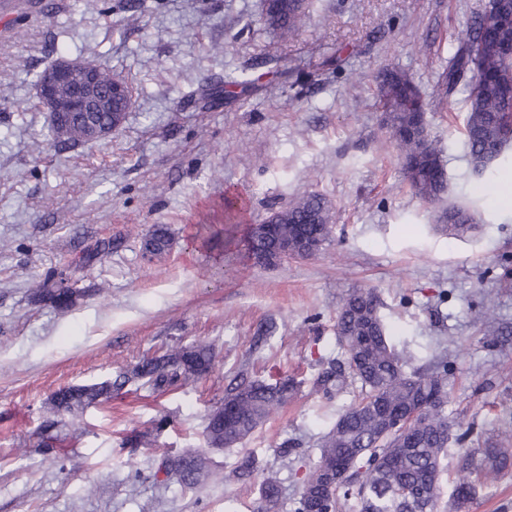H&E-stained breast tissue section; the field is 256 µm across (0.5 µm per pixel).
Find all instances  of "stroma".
<instances>
[{
    "mask_svg": "<svg viewBox=\"0 0 512 512\" xmlns=\"http://www.w3.org/2000/svg\"><path fill=\"white\" fill-rule=\"evenodd\" d=\"M488 0H310L285 42L262 21V0H49L0 34V512H253L259 487L230 480L240 451L277 472L292 507L317 448L353 392H328L338 357L336 310L355 288L375 289L393 341L448 365L447 411L472 447L512 425V209L474 172L464 143L468 88L439 89L458 38ZM94 58L125 80L132 101L107 138L65 152L49 136L37 81L52 62ZM282 77L242 98L225 80L270 68ZM407 73L430 102L427 132L441 150L446 189L415 195L385 143L378 77ZM336 216L316 255L275 269L253 265L250 225L305 195ZM240 197L234 243L203 215ZM467 204L473 230L438 217ZM167 225L171 252L146 259L143 241ZM111 253L82 267L101 241ZM66 270L76 305L60 312L36 293ZM497 299L501 335L487 343L473 314ZM272 336L253 338L265 323ZM211 344L204 379L161 393L125 385L66 428L65 457L39 451L46 402L59 387L127 371L175 346ZM298 383L243 449L209 450L207 415L238 375ZM163 429H156L158 420ZM148 445L124 446L131 432ZM293 452L281 458L277 449ZM203 452L206 481L182 491L157 482L165 452Z\"/></svg>",
    "mask_w": 512,
    "mask_h": 512,
    "instance_id": "stroma-1",
    "label": "stroma"
}]
</instances>
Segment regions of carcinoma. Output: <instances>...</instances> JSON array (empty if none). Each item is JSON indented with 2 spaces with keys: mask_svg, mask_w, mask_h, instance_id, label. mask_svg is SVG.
I'll list each match as a JSON object with an SVG mask.
<instances>
[{
  "mask_svg": "<svg viewBox=\"0 0 512 512\" xmlns=\"http://www.w3.org/2000/svg\"><path fill=\"white\" fill-rule=\"evenodd\" d=\"M305 10L306 0H264V21L282 37L292 40L304 26ZM478 19L477 27L459 39L448 58L441 83L445 94L451 96L462 74L473 72L464 138L473 169L485 171L507 147L502 126L512 120V53L491 50L473 59L470 46L476 39L509 41L512 28L499 29L493 18L484 13ZM263 77L262 73H246L228 82V86L239 90L242 96L248 95L262 84ZM379 96L387 114L384 128L399 151L405 177L416 195L431 202L438 200L445 189L443 164L433 141L423 136L420 121L429 102L406 73L396 70L380 76ZM110 122V112H92L81 120L65 115L51 130V139L55 140L57 151L69 150L93 140L90 127ZM275 218L274 235L248 232L247 252L272 255L280 242L295 241L304 233H318L320 227L332 223L327 202L317 194L279 209ZM442 218L454 230L464 232L475 215L461 205H450ZM148 237L147 245L156 256L166 254L174 244L163 224L153 225ZM63 284V274H52L39 292L52 306L67 310L76 304V298ZM496 309L494 296L489 295L476 315L485 325L486 341L490 343L498 336ZM336 339L343 350V361L325 372L318 384L325 388L331 385L338 391L357 384L359 392L355 402L336 416L317 459L309 465L307 475L315 477L330 452L353 461L348 481L327 496L325 508L337 512L340 496L346 497L354 489L360 512H442L441 474L448 444L452 439L461 444L468 437L466 432L453 433L448 417L446 365L441 361L426 369L414 365L415 355L398 347L387 335L379 315L378 296L371 288H358L345 295L336 312ZM214 360L215 351L210 345L178 347L138 362L113 380L62 387L49 397L39 447L46 453L61 454L62 439L57 429L80 410L111 400L114 392L129 383L141 381L161 392L174 390L207 376ZM296 390L297 383L288 376L272 382L243 377L229 384L224 397L208 414L204 429L207 447L230 449L241 445ZM438 392L443 400L426 412L421 423L409 426L404 435L388 431V422L398 410ZM464 462L470 470V480L456 485L451 493L458 509L468 507L478 490L497 482L512 468V448L496 444L477 448L466 453ZM167 464L180 472L182 488H198L205 469L201 455H167L155 468L154 477H159ZM230 477L259 484L260 512H281L280 481L276 473L259 465L255 455L242 454Z\"/></svg>",
  "mask_w": 512,
  "mask_h": 512,
  "instance_id": "1",
  "label": "carcinoma"
}]
</instances>
